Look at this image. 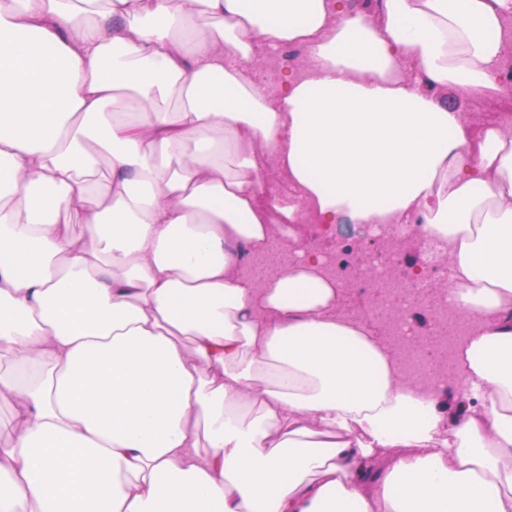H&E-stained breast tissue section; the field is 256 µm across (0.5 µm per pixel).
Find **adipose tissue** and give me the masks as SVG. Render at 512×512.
Returning <instances> with one entry per match:
<instances>
[{"instance_id": "adipose-tissue-1", "label": "adipose tissue", "mask_w": 512, "mask_h": 512, "mask_svg": "<svg viewBox=\"0 0 512 512\" xmlns=\"http://www.w3.org/2000/svg\"><path fill=\"white\" fill-rule=\"evenodd\" d=\"M510 20L512 0H0V360L37 371L0 374V512H512V126L439 99L495 94ZM288 44L309 64L268 96L251 70ZM417 216L476 321L452 396L401 382L300 245ZM280 224L295 260L246 275ZM16 407L17 402L12 396L0 399V442H7L15 436Z\"/></svg>"}]
</instances>
